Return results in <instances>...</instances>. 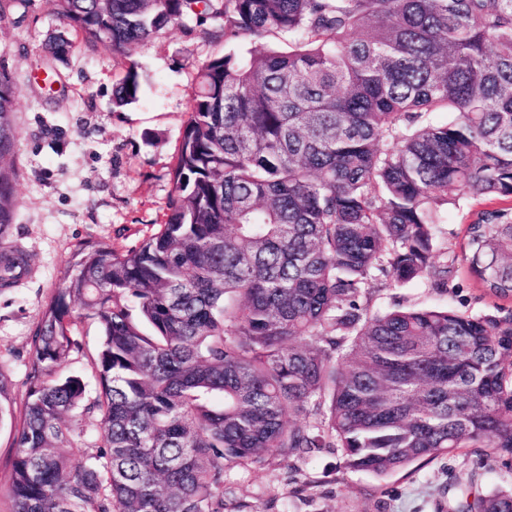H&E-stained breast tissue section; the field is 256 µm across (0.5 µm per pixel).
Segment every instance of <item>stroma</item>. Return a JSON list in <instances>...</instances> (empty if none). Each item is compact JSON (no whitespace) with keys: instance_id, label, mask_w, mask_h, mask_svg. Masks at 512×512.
Instances as JSON below:
<instances>
[{"instance_id":"35a3bbf8","label":"stroma","mask_w":512,"mask_h":512,"mask_svg":"<svg viewBox=\"0 0 512 512\" xmlns=\"http://www.w3.org/2000/svg\"><path fill=\"white\" fill-rule=\"evenodd\" d=\"M214 25L186 16L127 55L78 42L56 58L48 47L69 31L53 0H12L0 19V71L11 80L18 131L16 216L5 240L25 260L13 287L0 290V373L9 385L0 400L7 410L0 417V512L11 510L12 417L24 407L28 345L45 304L77 243L123 251L160 223L198 68L226 50L203 35ZM133 65L142 77L140 97L113 108V88ZM400 302L477 312L495 300L469 280L444 297L422 282L389 280L377 288L373 308ZM76 334L81 349L67 370L84 376L92 398L98 381L90 360L100 336L89 320ZM68 421L70 464L76 467L100 436V417L78 409ZM472 474L483 490L512 487V469L474 454L417 463L384 477L345 468L340 451L328 448L300 460L270 456L225 470L224 512H448L449 485Z\"/></svg>"}]
</instances>
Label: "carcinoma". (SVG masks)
I'll return each instance as SVG.
<instances>
[{
  "label": "carcinoma",
  "mask_w": 512,
  "mask_h": 512,
  "mask_svg": "<svg viewBox=\"0 0 512 512\" xmlns=\"http://www.w3.org/2000/svg\"><path fill=\"white\" fill-rule=\"evenodd\" d=\"M94 48L126 55L192 13L226 45L198 69L159 229L80 242L30 339L12 512H224V470L341 450L377 476L451 453L512 459V305L401 304L376 281L452 292L457 260L512 300V207L438 246L448 206L512 200V0H55ZM131 66L113 90L138 99ZM0 73V289L24 259L17 143ZM445 112L448 120L431 121ZM85 313L74 314L72 303ZM85 319L100 391L61 369ZM101 415L69 466L66 416ZM459 485L448 512H512V489Z\"/></svg>",
  "instance_id": "cac0c4a2"
}]
</instances>
